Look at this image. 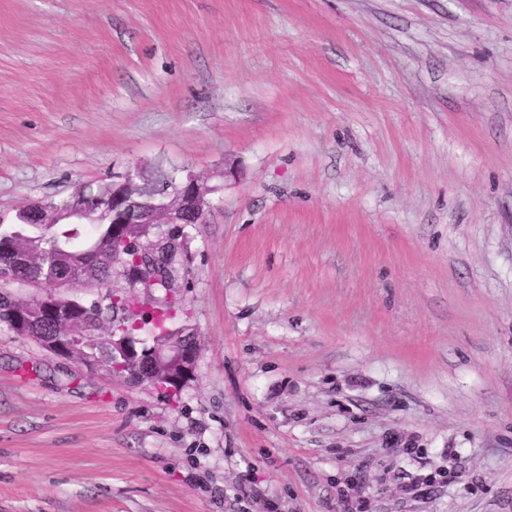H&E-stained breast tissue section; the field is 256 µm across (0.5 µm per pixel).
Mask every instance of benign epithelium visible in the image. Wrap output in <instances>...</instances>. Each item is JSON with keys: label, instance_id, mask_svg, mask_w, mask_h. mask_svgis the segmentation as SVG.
Instances as JSON below:
<instances>
[{"label": "benign epithelium", "instance_id": "obj_1", "mask_svg": "<svg viewBox=\"0 0 512 512\" xmlns=\"http://www.w3.org/2000/svg\"><path fill=\"white\" fill-rule=\"evenodd\" d=\"M85 199L83 192L72 196L68 200L67 214L78 224H93L95 220ZM98 207L103 212L112 211L114 235L120 239L134 233L137 224H147L154 229L163 224H185L189 219L195 224H205L211 211L206 190L195 177H188L171 190L166 186L144 190L134 183L129 172L121 180L112 182V195L100 198ZM33 264L31 254L11 253L10 263L0 266V282L13 281L16 269ZM24 286L36 289V296L11 310L9 325L17 335L27 338L43 327L53 329L52 335L42 337L41 342L50 354L109 379L118 373L136 383L179 390L193 377L199 351L194 333L179 329L170 336H154L150 346L138 336L113 337V342L123 347V362L114 365L116 373L113 374L104 371L98 360L78 356L76 337L89 335L88 317L79 314L71 301L50 294L40 277L29 278Z\"/></svg>", "mask_w": 512, "mask_h": 512}]
</instances>
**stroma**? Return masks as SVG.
<instances>
[{
  "mask_svg": "<svg viewBox=\"0 0 512 512\" xmlns=\"http://www.w3.org/2000/svg\"><path fill=\"white\" fill-rule=\"evenodd\" d=\"M131 170L194 375L0 324V512H512V0H0V228Z\"/></svg>",
  "mask_w": 512,
  "mask_h": 512,
  "instance_id": "1",
  "label": "stroma"
}]
</instances>
